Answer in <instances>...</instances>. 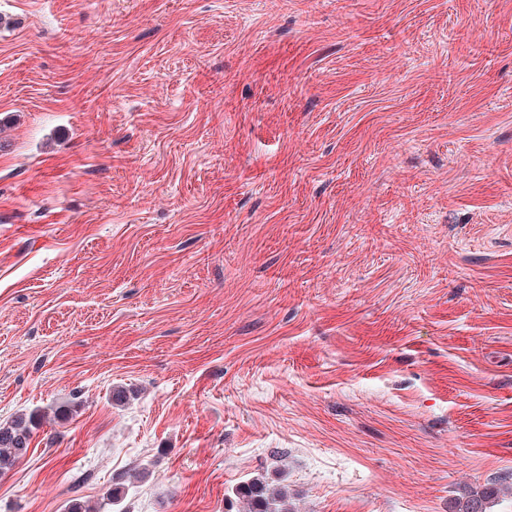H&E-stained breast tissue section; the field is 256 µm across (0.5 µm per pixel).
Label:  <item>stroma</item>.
<instances>
[{
  "label": "stroma",
  "instance_id": "obj_1",
  "mask_svg": "<svg viewBox=\"0 0 512 512\" xmlns=\"http://www.w3.org/2000/svg\"><path fill=\"white\" fill-rule=\"evenodd\" d=\"M34 409L0 512H512V0H0ZM236 496L246 505V512H294L285 488H270L260 479H254L236 490ZM494 489L466 490L457 500L455 512H487L488 500L495 494Z\"/></svg>",
  "mask_w": 512,
  "mask_h": 512
}]
</instances>
